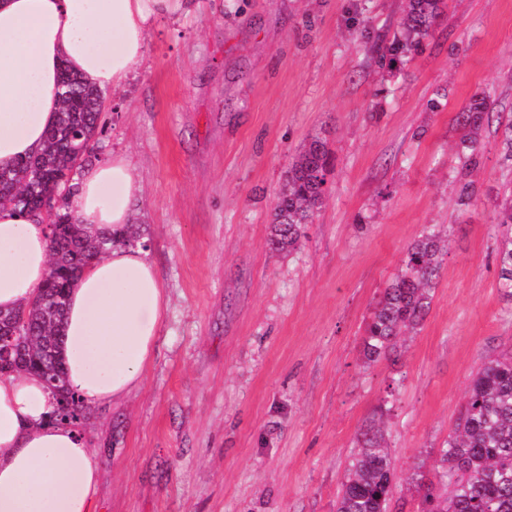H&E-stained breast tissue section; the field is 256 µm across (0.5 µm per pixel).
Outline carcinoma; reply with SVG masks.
Here are the masks:
<instances>
[{
  "instance_id": "1",
  "label": "carcinoma",
  "mask_w": 512,
  "mask_h": 512,
  "mask_svg": "<svg viewBox=\"0 0 512 512\" xmlns=\"http://www.w3.org/2000/svg\"><path fill=\"white\" fill-rule=\"evenodd\" d=\"M444 0H407L400 31L382 48L389 64L403 63L419 46L443 12ZM102 91L79 76L64 90L63 107L46 137V148L9 171H0V206H16L22 198L63 197L49 224L51 263L40 291L12 312L0 311V332L9 337L10 357L0 363V376L36 373L47 384L57 408L53 419L78 426L89 420L86 404L68 392L59 376L60 341L67 297L75 271L115 245L142 240L139 224L118 237L88 233L71 210L77 183L71 176L75 154L83 166L99 160L97 145L104 133ZM490 103L475 93L456 114L461 136L456 154L461 169L471 173L483 157L482 132ZM334 158L327 142L314 135L288 167L283 189L271 213V250L290 253L304 236L325 199ZM447 240L428 225L404 250L401 269L379 297L363 341L366 361L376 362L395 351L398 339L415 330L431 304L440 277ZM501 288L512 298V233L496 252ZM439 484L417 480L423 503L431 512H512V354L485 362L473 375L466 402L453 431L440 448ZM394 472L383 422L371 420L359 434L357 451L341 483L336 512H388Z\"/></svg>"
}]
</instances>
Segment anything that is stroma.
Returning <instances> with one entry per match:
<instances>
[{
  "label": "stroma",
  "instance_id": "stroma-1",
  "mask_svg": "<svg viewBox=\"0 0 512 512\" xmlns=\"http://www.w3.org/2000/svg\"><path fill=\"white\" fill-rule=\"evenodd\" d=\"M405 0H190L155 23L141 64L103 94L101 158L126 156L147 257L169 297L155 357L80 430L96 512H336L360 430L383 415L389 512H422L475 372L512 351L499 286L512 191V0H445L406 63L381 64ZM492 117L460 210L456 112ZM328 192L293 252L268 245L288 166L312 135ZM448 238L429 312L396 351L363 357L370 313L406 246Z\"/></svg>",
  "mask_w": 512,
  "mask_h": 512
}]
</instances>
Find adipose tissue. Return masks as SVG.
Returning <instances> with one entry per match:
<instances>
[{"instance_id": "1", "label": "adipose tissue", "mask_w": 512, "mask_h": 512, "mask_svg": "<svg viewBox=\"0 0 512 512\" xmlns=\"http://www.w3.org/2000/svg\"><path fill=\"white\" fill-rule=\"evenodd\" d=\"M187 0H0V170L42 150L62 100L61 66L99 89L126 83L154 22ZM142 184L123 157L85 169L73 198L79 224L109 233L132 222ZM48 228L0 208V310L34 296L49 272ZM168 298L142 247L93 260L66 306L63 357L71 392L88 405L138 389L154 357ZM46 383L0 377V512H96L98 462L83 435L46 420Z\"/></svg>"}]
</instances>
